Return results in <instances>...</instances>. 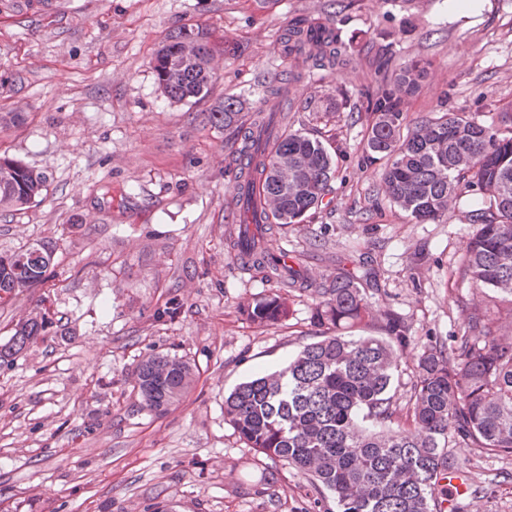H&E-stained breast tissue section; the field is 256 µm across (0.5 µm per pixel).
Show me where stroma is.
<instances>
[{
    "mask_svg": "<svg viewBox=\"0 0 512 512\" xmlns=\"http://www.w3.org/2000/svg\"><path fill=\"white\" fill-rule=\"evenodd\" d=\"M332 11L352 65L288 84L289 129L343 144L321 209L268 235L308 281L291 288L237 261L230 163L243 131L204 115L233 96L241 120L253 117L282 69L289 20ZM197 24L224 54L204 100L175 102L150 60L169 32ZM383 45L432 63L410 118L448 110L500 126L512 104V0L464 12L452 0H0V113L25 115L0 129V154L48 177L42 203L0 215V252L55 249L45 281L0 308V345L19 319L45 320L34 343L0 361V512H336L307 476L245 447L224 419L225 394L315 341L317 290L336 275L359 279L420 343L450 341L463 305L482 298L456 271L479 197L415 223L362 158L365 119L322 110L374 87ZM274 293L287 297L288 319L252 324L243 303ZM152 352L196 373L161 415L134 388ZM448 455L469 481L456 512H512V456Z\"/></svg>",
    "mask_w": 512,
    "mask_h": 512,
    "instance_id": "stroma-1",
    "label": "stroma"
}]
</instances>
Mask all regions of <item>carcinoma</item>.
Wrapping results in <instances>:
<instances>
[{
	"mask_svg": "<svg viewBox=\"0 0 512 512\" xmlns=\"http://www.w3.org/2000/svg\"><path fill=\"white\" fill-rule=\"evenodd\" d=\"M281 61L300 62V79L349 62L343 30L331 17H295L281 41ZM216 52L209 32L183 26L166 37L152 68L161 90L178 102L205 98L215 78ZM377 86L363 94L367 135L363 160L381 164L380 184L389 200L418 223L448 216L464 193L486 207L468 214L479 225L460 258L459 272L478 290L512 303V113L505 129L486 127L460 113L437 111L408 119L406 105L429 74V63H396L383 49L375 62ZM229 97L209 114L213 125L238 120ZM276 111H259L255 130L244 132L236 195L263 208L279 225L301 224L323 204L340 151L334 139L298 130L279 132ZM288 164V179L280 168ZM47 177L0 155V210L24 211L43 201ZM270 226L244 224L233 249L240 265L264 268L295 284L299 272L271 257L260 238ZM53 251L34 245L0 254V305L42 283ZM314 312L320 339L304 344L288 363L238 384L224 398V418L243 443L307 475L336 499V512H442L443 472L453 466L448 448L464 445L512 455V336L498 333L488 304L464 310L454 344L420 347L405 405L392 388L401 354L415 343L411 325L391 309L372 308L365 289L349 275L319 289ZM250 321L271 326L290 314L281 294L243 305ZM43 322L16 324L0 360L21 352ZM192 365L152 353L135 371L143 407L162 414L192 387Z\"/></svg>",
	"mask_w": 512,
	"mask_h": 512,
	"instance_id": "1",
	"label": "carcinoma"
}]
</instances>
